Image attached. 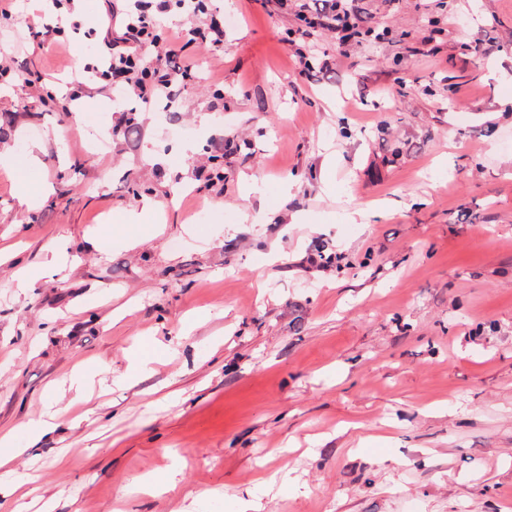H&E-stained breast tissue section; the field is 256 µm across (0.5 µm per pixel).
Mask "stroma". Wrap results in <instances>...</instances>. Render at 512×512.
<instances>
[{"label":"stroma","mask_w":512,"mask_h":512,"mask_svg":"<svg viewBox=\"0 0 512 512\" xmlns=\"http://www.w3.org/2000/svg\"><path fill=\"white\" fill-rule=\"evenodd\" d=\"M357 4L388 42L300 53L295 11L206 0L170 112L74 86L102 0L62 48L0 0V512H512V0Z\"/></svg>","instance_id":"35a3bbf8"}]
</instances>
